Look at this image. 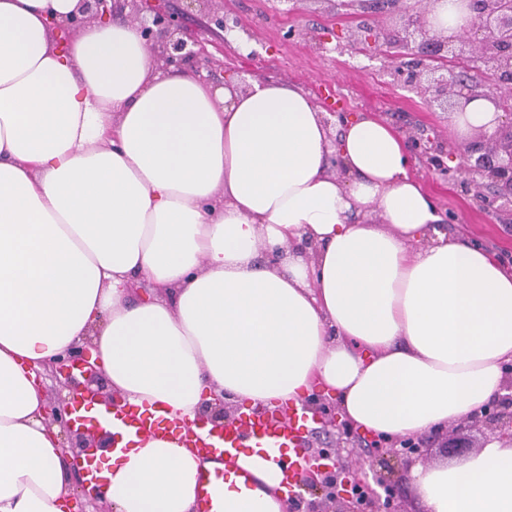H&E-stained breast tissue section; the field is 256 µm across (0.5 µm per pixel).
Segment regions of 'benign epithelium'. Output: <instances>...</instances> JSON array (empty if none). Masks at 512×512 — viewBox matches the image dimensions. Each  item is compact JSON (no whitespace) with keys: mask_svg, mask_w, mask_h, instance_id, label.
I'll use <instances>...</instances> for the list:
<instances>
[{"mask_svg":"<svg viewBox=\"0 0 512 512\" xmlns=\"http://www.w3.org/2000/svg\"><path fill=\"white\" fill-rule=\"evenodd\" d=\"M213 14L215 23L226 31L232 30L224 22L217 4L223 0H186ZM364 6L400 16L392 29L374 28L358 24L346 36L347 47L360 54L370 47L394 72L406 75V83L423 91L428 105L448 104L459 97L468 99L491 93L506 122L487 135L478 133L469 141L459 143L462 164L455 168H440L446 176L450 172L467 186L474 188L482 208L489 214H512V0H467L472 14L471 25L460 34L446 36L431 31L427 7L409 8L402 0H366ZM121 12L139 24L145 45L157 59L167 65L198 63L206 65L210 55L203 42L184 37L183 27L166 5L165 0H79L78 9L56 23L64 37L78 32L87 22L106 21ZM55 370L65 376L64 385L72 390L73 398H95L94 387L100 371L90 364L81 351L57 362ZM505 383V393L495 397L469 418L473 425L486 426L499 436L512 440V370ZM73 402L54 406L53 420L65 432L74 434L84 448L96 447L95 433L76 425ZM203 417L216 424L224 421V399L206 404ZM405 451L396 454L410 466L424 456L426 442L406 438L396 441ZM312 460L316 464L309 471L305 485L315 488L329 502L333 512H356L352 495L339 491V476L329 473L324 461L337 460L336 452L320 449Z\"/></svg>","mask_w":512,"mask_h":512,"instance_id":"7a95c632","label":"benign epithelium"}]
</instances>
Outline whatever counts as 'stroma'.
Masks as SVG:
<instances>
[{
  "mask_svg": "<svg viewBox=\"0 0 512 512\" xmlns=\"http://www.w3.org/2000/svg\"><path fill=\"white\" fill-rule=\"evenodd\" d=\"M168 6L183 11L186 31L223 47V55L211 66L209 80L214 86L239 78L289 83L307 91L321 109L349 116L365 112L406 137L456 143L447 113L430 108L421 94L394 80L381 59L354 55L338 46L357 23L383 28L398 23V16L359 17L350 6L299 0L294 14L284 17L275 10L273 0H224V16L234 25L227 33L184 0H169ZM330 85L339 100H328ZM409 168L423 181L449 231L467 232L473 241L497 251L512 268V218L485 215L474 192L442 176L420 150L410 149Z\"/></svg>",
  "mask_w": 512,
  "mask_h": 512,
  "instance_id": "obj_1",
  "label": "stroma"
}]
</instances>
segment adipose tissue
<instances>
[{
    "instance_id": "adipose-tissue-1",
    "label": "adipose tissue",
    "mask_w": 512,
    "mask_h": 512,
    "mask_svg": "<svg viewBox=\"0 0 512 512\" xmlns=\"http://www.w3.org/2000/svg\"><path fill=\"white\" fill-rule=\"evenodd\" d=\"M78 4L0 0V512H67L41 371L86 343L122 404L181 423L214 393L279 412L318 391L392 441L501 394L512 270L440 229L404 135L364 115L326 125L294 85L159 70L133 23L57 49L49 20ZM428 19L456 34L467 4L431 0ZM503 118L477 97L453 134ZM103 432L111 512H194L213 461ZM281 455H241L261 488L227 493L225 512H289ZM410 476L425 512H512L510 443Z\"/></svg>"
}]
</instances>
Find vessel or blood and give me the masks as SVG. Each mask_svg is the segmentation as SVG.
I'll list each match as a JSON object with an SVG mask.
<instances>
[{
  "mask_svg": "<svg viewBox=\"0 0 512 512\" xmlns=\"http://www.w3.org/2000/svg\"><path fill=\"white\" fill-rule=\"evenodd\" d=\"M114 423L137 435L157 436L178 433L197 454L217 460V467L200 473L197 483V512H224V494L228 491H252L258 488L257 478L240 465L239 455L246 448H294L298 454L281 462L282 484L287 491L298 489L306 474L309 461L301 456L314 420L298 408H289L286 418L261 411L235 415L224 423L211 427L206 436H199L189 425L165 420L139 412L128 405L112 413Z\"/></svg>",
  "mask_w": 512,
  "mask_h": 512,
  "instance_id": "b4317fda",
  "label": "vessel or blood"
}]
</instances>
